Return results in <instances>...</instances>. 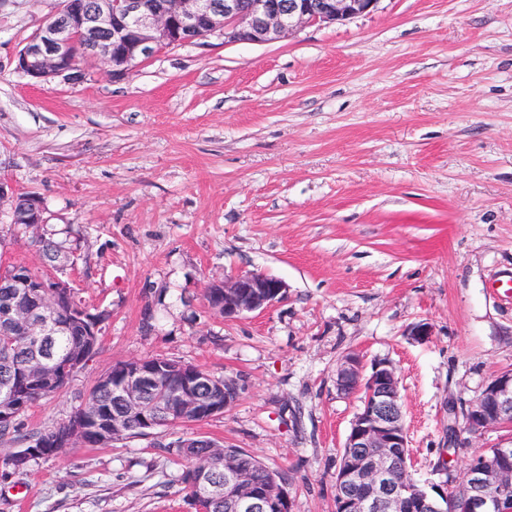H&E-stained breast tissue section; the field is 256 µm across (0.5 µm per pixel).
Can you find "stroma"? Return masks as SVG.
<instances>
[{
  "instance_id": "obj_1",
  "label": "stroma",
  "mask_w": 512,
  "mask_h": 512,
  "mask_svg": "<svg viewBox=\"0 0 512 512\" xmlns=\"http://www.w3.org/2000/svg\"><path fill=\"white\" fill-rule=\"evenodd\" d=\"M60 6L0 0V178L47 218L17 226L0 205V260L39 273L40 239L77 243L62 277L110 317L25 430L66 419L114 363L165 357L239 383L191 432L281 473L292 512H336L360 402L335 373L356 352L397 370L417 480L512 435L448 447L449 406L512 370V0H380L264 44L165 48L117 81L93 61L32 82L15 57ZM240 272L283 279L285 300L224 320L204 293ZM171 439L79 446L19 477L1 441L0 512H192Z\"/></svg>"
}]
</instances>
